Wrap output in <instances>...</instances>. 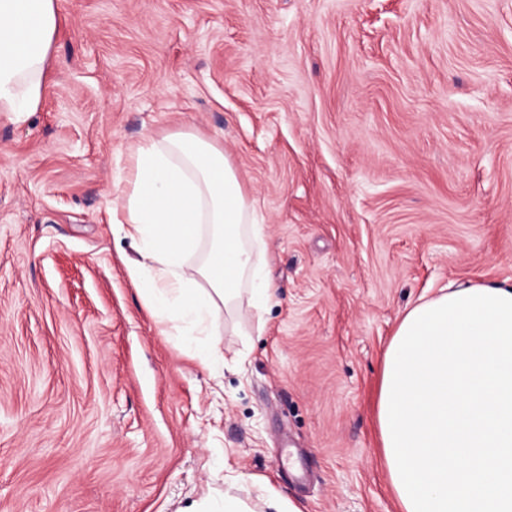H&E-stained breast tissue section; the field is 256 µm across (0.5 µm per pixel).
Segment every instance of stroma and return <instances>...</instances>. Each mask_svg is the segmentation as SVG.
<instances>
[{
	"label": "stroma",
	"instance_id": "obj_1",
	"mask_svg": "<svg viewBox=\"0 0 512 512\" xmlns=\"http://www.w3.org/2000/svg\"><path fill=\"white\" fill-rule=\"evenodd\" d=\"M0 114V512H397L376 399L407 308L512 279V0H58ZM223 147L274 290L163 334L112 228L144 138ZM267 483L275 503H259Z\"/></svg>",
	"mask_w": 512,
	"mask_h": 512
}]
</instances>
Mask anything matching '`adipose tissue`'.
<instances>
[{
  "instance_id": "obj_1",
  "label": "adipose tissue",
  "mask_w": 512,
  "mask_h": 512,
  "mask_svg": "<svg viewBox=\"0 0 512 512\" xmlns=\"http://www.w3.org/2000/svg\"><path fill=\"white\" fill-rule=\"evenodd\" d=\"M57 17V0H0V114L14 121L42 100ZM118 198L112 223L141 255L129 275L175 335L271 300L251 248L264 237L256 203L213 140L145 139ZM377 424L399 512H512V281L451 282L405 313Z\"/></svg>"
}]
</instances>
